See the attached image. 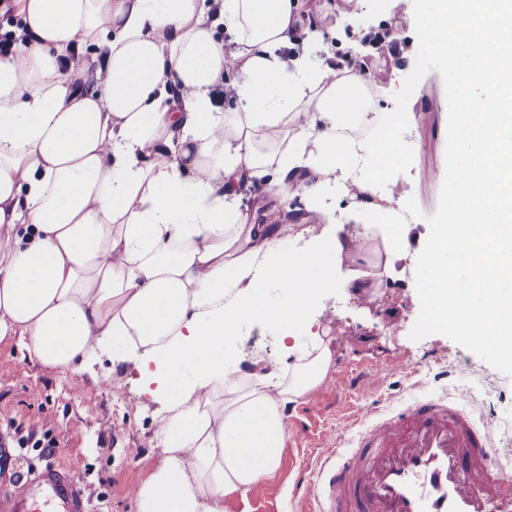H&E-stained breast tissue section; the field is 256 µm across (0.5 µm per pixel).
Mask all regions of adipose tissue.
<instances>
[{
    "label": "adipose tissue",
    "mask_w": 512,
    "mask_h": 512,
    "mask_svg": "<svg viewBox=\"0 0 512 512\" xmlns=\"http://www.w3.org/2000/svg\"><path fill=\"white\" fill-rule=\"evenodd\" d=\"M15 6L18 41L0 56V343L53 369L104 358L139 372L163 457L135 483V512H231L278 470L287 406L334 367L317 305L373 286L344 266L367 249L346 224L386 226L384 269L413 257L427 326L512 363V0H415L459 76L448 205L415 247L390 204L411 195L392 172L418 115L375 111L390 82L369 68L310 63L325 32L301 0ZM243 182L300 200L325 232L281 246L278 209L255 223ZM248 322L285 341L282 359L241 368Z\"/></svg>",
    "instance_id": "1"
}]
</instances>
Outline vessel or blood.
Wrapping results in <instances>:
<instances>
[{
	"instance_id": "1",
	"label": "vessel or blood",
	"mask_w": 512,
	"mask_h": 512,
	"mask_svg": "<svg viewBox=\"0 0 512 512\" xmlns=\"http://www.w3.org/2000/svg\"><path fill=\"white\" fill-rule=\"evenodd\" d=\"M373 424L357 438L345 428L325 452L326 487L307 479L292 496L308 503L326 498L324 512H512V480L498 463L512 456L499 446L491 424L475 425L442 399L415 402L383 417L365 410ZM8 512H87L72 471L48 467L10 493Z\"/></svg>"
}]
</instances>
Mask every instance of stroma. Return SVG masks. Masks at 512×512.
Here are the masks:
<instances>
[{"label": "stroma", "instance_id": "stroma-1", "mask_svg": "<svg viewBox=\"0 0 512 512\" xmlns=\"http://www.w3.org/2000/svg\"><path fill=\"white\" fill-rule=\"evenodd\" d=\"M328 34L317 58L383 68L392 90L380 95V111L422 114L418 127L403 131L410 166L398 174L412 190L406 216L411 240L428 236L445 204V171L452 152L445 111L453 73L428 52L407 0H393L388 13L369 11L354 0H305ZM420 281L411 260L397 261L383 276L373 299L343 292L328 295L317 312L322 335L331 340L336 368L331 380L302 402L288 405L305 432L286 442L279 469L251 490L232 512H308L291 501L297 479L318 473L319 461L336 427L350 434L364 429L365 408L391 412L423 397L466 392L475 421L490 420L495 441L512 444V367L476 352L455 334L425 328ZM368 375V387L357 379ZM52 431L58 445L52 455L18 447L20 437L41 439ZM153 407L141 393L134 372L104 360L81 372L41 365L16 343L0 344V500L14 476L46 465L67 467L78 478L89 512H134L130 495L137 477L162 456L153 441Z\"/></svg>", "mask_w": 512, "mask_h": 512}]
</instances>
